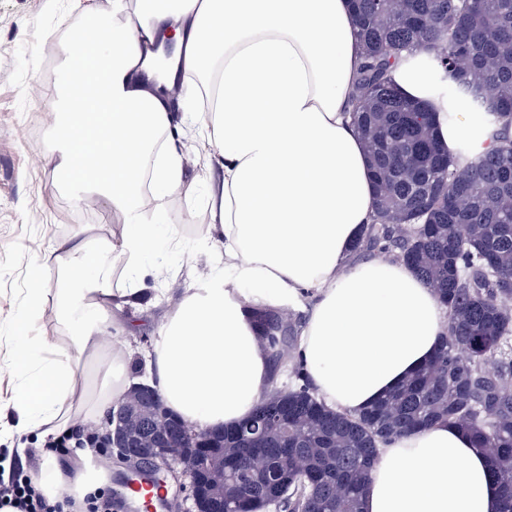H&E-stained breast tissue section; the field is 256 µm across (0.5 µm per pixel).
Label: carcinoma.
Returning a JSON list of instances; mask_svg holds the SVG:
<instances>
[{"mask_svg":"<svg viewBox=\"0 0 512 512\" xmlns=\"http://www.w3.org/2000/svg\"><path fill=\"white\" fill-rule=\"evenodd\" d=\"M353 10L365 58L351 106L376 193L354 256L397 249L448 308L446 334L397 389L347 413L320 399L292 361L300 322L254 310L271 378L248 420L280 417L288 447L277 426L257 440L231 428L189 464L224 512H361L381 448L448 421L476 438L501 512H512V0H353ZM413 51L448 74V122L482 113L483 151L448 153L428 106L395 86L390 69ZM288 370L296 383L284 391L276 380ZM150 409L132 404L130 423Z\"/></svg>","mask_w":512,"mask_h":512,"instance_id":"obj_1","label":"carcinoma"}]
</instances>
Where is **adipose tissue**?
Here are the masks:
<instances>
[{
    "label": "adipose tissue",
    "instance_id": "adipose-tissue-1",
    "mask_svg": "<svg viewBox=\"0 0 512 512\" xmlns=\"http://www.w3.org/2000/svg\"><path fill=\"white\" fill-rule=\"evenodd\" d=\"M93 50L67 44L73 65L58 86L53 152L76 203L108 198L126 218L119 242L76 233L52 248L22 310L24 329L55 281V320L68 347L27 336L7 372L19 425L0 435L65 427L77 392L75 367L99 356L97 391L86 417L104 413L126 387L125 352L106 351L113 309L137 304L140 260L159 227L142 223L149 199L186 191L183 129L172 88L179 74L218 69L219 106L192 113L210 131L218 168L206 237H224V281L185 289L155 342L156 385L166 407L199 429L246 419L268 387L265 352L246 311L304 305L299 356L328 405L358 411L396 387L437 351L448 310L403 260L353 261L352 246L374 218L368 153L350 115V92L363 58L350 0H166L124 12L111 40L94 29ZM176 56L165 76L155 59L167 38ZM391 78L408 97L428 102L449 150H483L473 112L448 118V78L423 53L403 56ZM123 265L127 285H111ZM489 460L476 440L439 422L382 449L362 512H499ZM102 472L86 464L62 480L46 457L35 482L48 501L85 495Z\"/></svg>",
    "mask_w": 512,
    "mask_h": 512
}]
</instances>
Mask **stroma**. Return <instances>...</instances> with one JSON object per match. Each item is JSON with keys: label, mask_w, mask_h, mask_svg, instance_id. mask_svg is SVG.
<instances>
[{"label": "stroma", "mask_w": 512, "mask_h": 512, "mask_svg": "<svg viewBox=\"0 0 512 512\" xmlns=\"http://www.w3.org/2000/svg\"><path fill=\"white\" fill-rule=\"evenodd\" d=\"M111 14L112 0H0V364L15 347L8 325L53 245L80 230L95 240L121 232L122 217L106 200L75 205L48 143L58 119L56 83L67 64L62 46L85 18ZM206 143L198 131L186 140L193 190L162 203L161 230L143 259L148 275L141 306L114 313L116 321L135 324V332L114 339L145 371L157 332L183 291L224 277V243L204 237L199 227L210 183Z\"/></svg>", "instance_id": "obj_1"}]
</instances>
